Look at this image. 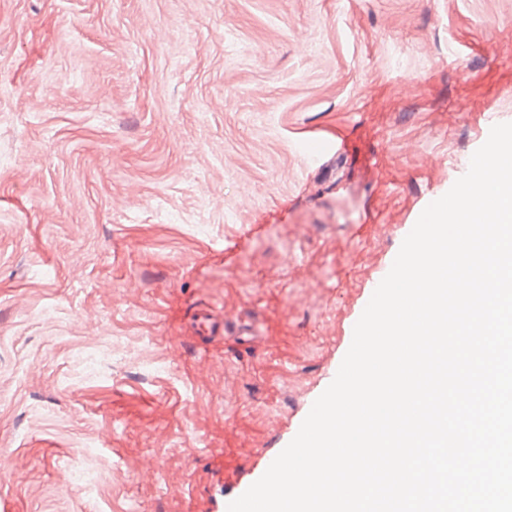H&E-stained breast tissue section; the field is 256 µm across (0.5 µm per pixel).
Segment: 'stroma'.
<instances>
[{
  "label": "stroma",
  "mask_w": 512,
  "mask_h": 512,
  "mask_svg": "<svg viewBox=\"0 0 512 512\" xmlns=\"http://www.w3.org/2000/svg\"><path fill=\"white\" fill-rule=\"evenodd\" d=\"M509 122L512 0H0L9 512H214L330 385L403 227ZM204 306L257 336L203 343ZM106 338L152 357L84 378ZM301 151L313 163L319 162L325 155L336 152L342 154L347 152L344 141L333 143L329 140L314 141L311 144H303Z\"/></svg>",
  "instance_id": "35a3bbf8"
}]
</instances>
